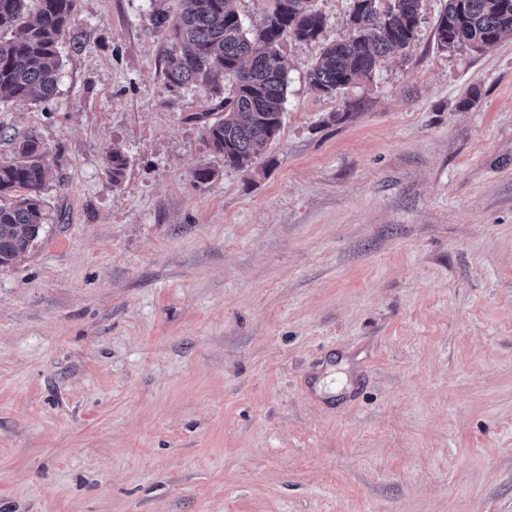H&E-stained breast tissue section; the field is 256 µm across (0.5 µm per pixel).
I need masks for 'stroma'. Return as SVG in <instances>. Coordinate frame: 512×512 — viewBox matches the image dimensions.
Segmentation results:
<instances>
[{
	"mask_svg": "<svg viewBox=\"0 0 512 512\" xmlns=\"http://www.w3.org/2000/svg\"><path fill=\"white\" fill-rule=\"evenodd\" d=\"M445 4L329 96L353 0H315L240 171L164 76L184 0H77L55 96L0 108L52 167L0 267V512H512V34L441 48Z\"/></svg>",
	"mask_w": 512,
	"mask_h": 512,
	"instance_id": "stroma-1",
	"label": "stroma"
}]
</instances>
